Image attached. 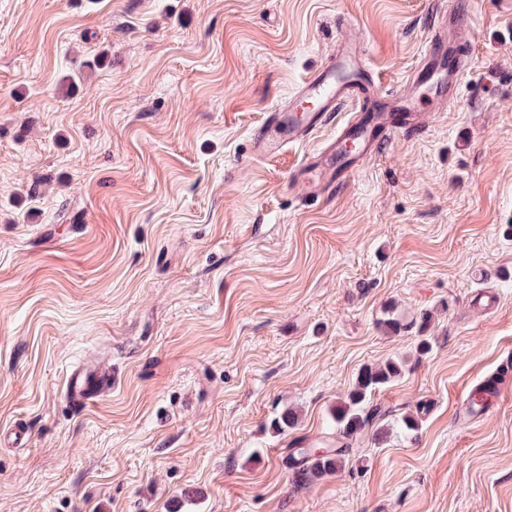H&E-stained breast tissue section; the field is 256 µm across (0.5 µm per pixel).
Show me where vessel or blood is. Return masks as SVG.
Returning <instances> with one entry per match:
<instances>
[{
  "mask_svg": "<svg viewBox=\"0 0 512 512\" xmlns=\"http://www.w3.org/2000/svg\"><path fill=\"white\" fill-rule=\"evenodd\" d=\"M465 22V14L455 10L440 23L420 66L397 91L382 89L367 62L364 43L339 40L332 61L267 113L252 146L253 157H271L336 123L335 135L320 151L305 157L288 178L289 189L301 199L321 198L332 185L359 171L383 141L412 126L423 97L438 96L440 106H447L471 65L469 53L448 43L449 29ZM110 384L97 368L80 367L69 376L65 396L82 409Z\"/></svg>",
  "mask_w": 512,
  "mask_h": 512,
  "instance_id": "b4317fda",
  "label": "vessel or blood"
}]
</instances>
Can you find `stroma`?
<instances>
[{
  "instance_id": "obj_1",
  "label": "stroma",
  "mask_w": 512,
  "mask_h": 512,
  "mask_svg": "<svg viewBox=\"0 0 512 512\" xmlns=\"http://www.w3.org/2000/svg\"><path fill=\"white\" fill-rule=\"evenodd\" d=\"M451 1L0 0V512H512V389L455 420L512 351V5L459 0L473 74L328 200L288 176L334 126L244 161L339 38L395 88ZM88 364L112 387L70 409ZM402 364L388 362L376 368H364L348 396V401L336 408L333 414L334 431L327 440L326 452L318 454L305 448H298L291 455L292 469L300 480L310 481L341 469L342 457L349 451L352 441L369 425L370 415L366 413L367 398L373 390L399 376ZM482 384H484V382L478 384L477 386L482 385ZM477 386H475V387H477ZM474 388H472L469 392H467L463 395V397L461 398L460 405H459V407H457L458 413H457L456 417L459 422H463L465 420V416L463 415L462 410H468L471 394H472ZM491 391L492 390H485V389H479L477 391V396H476V398L471 400L470 407H469L472 413L479 414L486 409Z\"/></svg>"
}]
</instances>
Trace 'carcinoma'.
<instances>
[{
  "label": "carcinoma",
  "instance_id": "carcinoma-1",
  "mask_svg": "<svg viewBox=\"0 0 512 512\" xmlns=\"http://www.w3.org/2000/svg\"><path fill=\"white\" fill-rule=\"evenodd\" d=\"M401 372L402 364L392 361L376 368H364L348 396V401L338 406L333 414L334 431L325 440L326 452L318 454L300 448L292 453L291 462L295 476L310 481L339 471L342 457L349 451L352 441L369 425L370 415L366 413L368 396Z\"/></svg>",
  "mask_w": 512,
  "mask_h": 512
}]
</instances>
